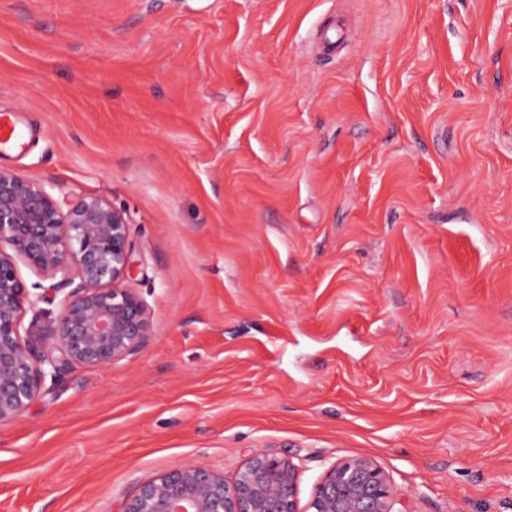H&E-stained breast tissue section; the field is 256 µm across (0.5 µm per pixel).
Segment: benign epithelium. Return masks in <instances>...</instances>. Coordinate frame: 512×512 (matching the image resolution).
<instances>
[{
    "instance_id": "obj_1",
    "label": "benign epithelium",
    "mask_w": 512,
    "mask_h": 512,
    "mask_svg": "<svg viewBox=\"0 0 512 512\" xmlns=\"http://www.w3.org/2000/svg\"><path fill=\"white\" fill-rule=\"evenodd\" d=\"M132 255L127 219L107 199L58 197L0 168V425L25 413L46 380L147 344L148 307L127 285ZM19 258L51 284L26 285ZM38 301L57 302L56 314L24 325ZM296 485L291 460L257 449L231 481L197 462L162 472L119 512H393L388 477L365 457L336 460L302 510Z\"/></svg>"
}]
</instances>
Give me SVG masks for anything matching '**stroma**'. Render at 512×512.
Listing matches in <instances>:
<instances>
[{"mask_svg":"<svg viewBox=\"0 0 512 512\" xmlns=\"http://www.w3.org/2000/svg\"><path fill=\"white\" fill-rule=\"evenodd\" d=\"M0 168L124 212L139 352L0 425V512L373 459L512 512V0H0Z\"/></svg>","mask_w":512,"mask_h":512,"instance_id":"stroma-1","label":"stroma"}]
</instances>
